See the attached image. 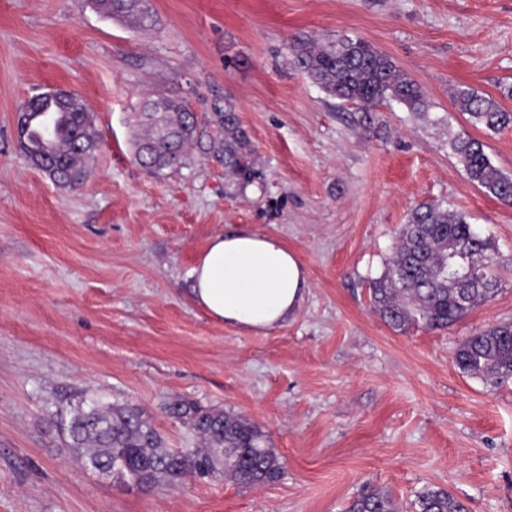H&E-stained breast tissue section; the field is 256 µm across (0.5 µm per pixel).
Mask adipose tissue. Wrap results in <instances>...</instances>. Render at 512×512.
<instances>
[{"instance_id": "ef3b65f1", "label": "adipose tissue", "mask_w": 512, "mask_h": 512, "mask_svg": "<svg viewBox=\"0 0 512 512\" xmlns=\"http://www.w3.org/2000/svg\"><path fill=\"white\" fill-rule=\"evenodd\" d=\"M194 305L246 332L287 321L307 287L302 262L279 239L249 230L213 236L189 272Z\"/></svg>"}]
</instances>
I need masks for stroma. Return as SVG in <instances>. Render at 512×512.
I'll return each instance as SVG.
<instances>
[{
	"mask_svg": "<svg viewBox=\"0 0 512 512\" xmlns=\"http://www.w3.org/2000/svg\"><path fill=\"white\" fill-rule=\"evenodd\" d=\"M138 27L87 0H0V512H345L363 485L404 512L423 487L470 512H512V382L460 370L459 344L512 321V206L467 177L468 134L512 175V127L458 112L470 87L512 113V0H148ZM362 38L426 95L365 112L329 97L290 44ZM48 90L95 113L99 147L76 188L23 156L16 119ZM198 116L232 107L255 177L228 173L209 137L177 171L134 157L148 95ZM441 201L492 237L497 295L443 329L402 334L371 308L409 213ZM279 238L304 299L243 333L190 298V268L227 230ZM140 409L165 447H197L174 402L255 424L283 462L259 488L192 477L128 486L79 467L59 421L81 399Z\"/></svg>",
	"mask_w": 512,
	"mask_h": 512,
	"instance_id": "stroma-1",
	"label": "stroma"
}]
</instances>
